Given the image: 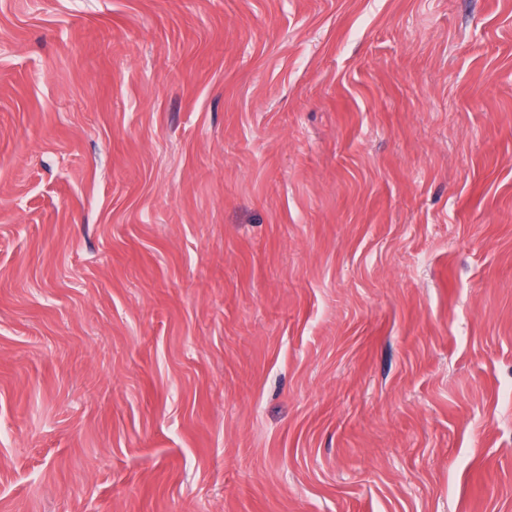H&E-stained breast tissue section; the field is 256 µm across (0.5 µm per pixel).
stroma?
Masks as SVG:
<instances>
[{"label": "stroma", "instance_id": "stroma-1", "mask_svg": "<svg viewBox=\"0 0 512 512\" xmlns=\"http://www.w3.org/2000/svg\"><path fill=\"white\" fill-rule=\"evenodd\" d=\"M0 512H512V0H0Z\"/></svg>", "mask_w": 512, "mask_h": 512}]
</instances>
